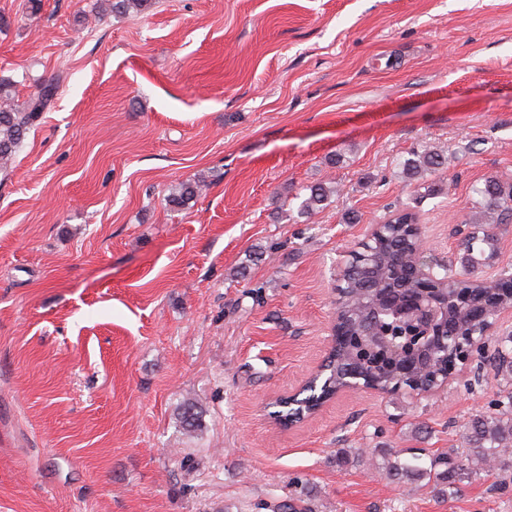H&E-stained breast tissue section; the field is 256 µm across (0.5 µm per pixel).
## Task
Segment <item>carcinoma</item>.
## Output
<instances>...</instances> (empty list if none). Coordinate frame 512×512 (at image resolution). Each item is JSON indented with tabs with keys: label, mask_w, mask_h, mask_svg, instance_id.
Wrapping results in <instances>:
<instances>
[{
	"label": "carcinoma",
	"mask_w": 512,
	"mask_h": 512,
	"mask_svg": "<svg viewBox=\"0 0 512 512\" xmlns=\"http://www.w3.org/2000/svg\"><path fill=\"white\" fill-rule=\"evenodd\" d=\"M59 84L58 76L36 79V92L18 106L14 104V81L0 78V161L7 162L17 154L34 123L51 107ZM446 164L445 154L425 148L413 153L405 162V169L410 176L417 177L431 175ZM200 191V183H184L168 196L167 204L173 210H181ZM477 194L478 214L489 216L494 224H504L512 217V184L506 185L490 176L477 188ZM329 196L330 190L321 184L310 187L309 194L301 201L299 213L313 214L325 206ZM415 220L417 215L409 208L394 213L387 227L366 243V258L344 270V295L337 308L341 340L335 349L332 367L326 373L329 389L312 392L310 405L303 408L304 413L315 412L354 375H367L380 388L393 384L381 368L374 365L375 355H365L349 347L346 337L356 335L366 322L375 320V310L383 307L385 298L395 295L411 299L418 293L413 266L415 239L409 228ZM468 275L470 271L461 266L456 273L457 280L448 289V330L460 336L483 330L497 309L512 307V285L471 281ZM495 363L512 372V335L501 345ZM465 440L466 451L459 456L431 457L426 466L421 465L417 457L411 461L396 459L387 463L385 474L398 482L428 478L445 485L451 498L458 494L462 476L475 474L487 464L505 465L507 449L512 448V414L475 416L469 423Z\"/></svg>",
	"instance_id": "cac0c4a2"
}]
</instances>
